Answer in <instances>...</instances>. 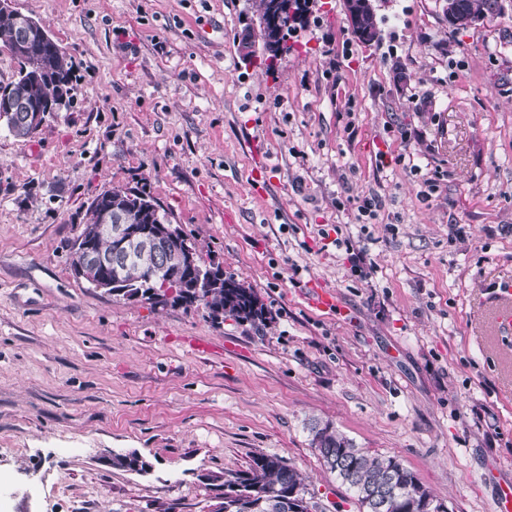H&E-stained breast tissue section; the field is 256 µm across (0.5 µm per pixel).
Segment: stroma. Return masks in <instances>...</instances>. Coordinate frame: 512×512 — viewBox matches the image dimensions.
<instances>
[{
    "mask_svg": "<svg viewBox=\"0 0 512 512\" xmlns=\"http://www.w3.org/2000/svg\"><path fill=\"white\" fill-rule=\"evenodd\" d=\"M503 4L456 31L441 0H373L366 46L345 0H316L269 70L238 53L252 0H13L76 82L33 138L0 129V512H214L259 455L300 471L318 512H363L315 421L448 512H495L512 479V334L489 297L512 283ZM118 185L253 288L265 322L77 279L72 243ZM128 451L145 470L107 465Z\"/></svg>",
    "mask_w": 512,
    "mask_h": 512,
    "instance_id": "obj_1",
    "label": "stroma"
}]
</instances>
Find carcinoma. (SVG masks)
<instances>
[{
    "mask_svg": "<svg viewBox=\"0 0 512 512\" xmlns=\"http://www.w3.org/2000/svg\"><path fill=\"white\" fill-rule=\"evenodd\" d=\"M290 0H280L282 17L269 25L260 36L262 54L269 60L267 67L286 49L287 35L305 19H295L288 11ZM362 0H346L354 32L363 36L379 31L374 8L361 7ZM442 11L448 25L456 31L466 29L459 23L463 17L476 22L501 14L499 0H443ZM16 20L13 14H0V44L20 63L17 77L0 90L25 98L30 103L46 104L70 89L72 66L67 55L55 45L31 33V41L23 48L15 43ZM252 50V53L259 52ZM17 138H31L29 126L18 123L12 112L0 111V128ZM112 211L137 209V224H167L169 217L155 200L144 192L115 186L95 199L91 206L89 224H99L98 207ZM171 266L164 265L160 252L152 247L134 245L121 266L112 268V280L135 292L138 279L151 275L160 287L166 281ZM197 304L208 310L219 309L223 316L253 324L265 321V308L255 291L244 282L229 275L224 287L209 288ZM312 445L324 466L348 484L365 512H426L427 501L434 500L415 473L395 457L372 456L356 447L346 436L329 423L311 424ZM317 505L307 498L305 477L284 459L277 456H258L244 471L224 474V501L215 512H316Z\"/></svg>",
    "mask_w": 512,
    "mask_h": 512,
    "instance_id": "obj_1",
    "label": "carcinoma"
}]
</instances>
